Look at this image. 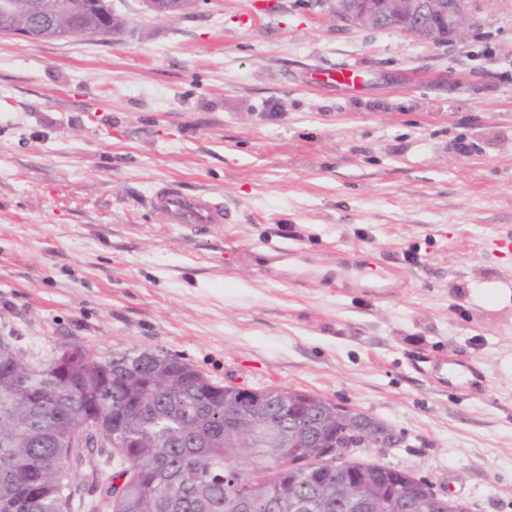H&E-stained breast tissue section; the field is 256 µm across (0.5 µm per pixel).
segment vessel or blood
<instances>
[{
    "label": "vessel or blood",
    "instance_id": "1",
    "mask_svg": "<svg viewBox=\"0 0 512 512\" xmlns=\"http://www.w3.org/2000/svg\"><path fill=\"white\" fill-rule=\"evenodd\" d=\"M153 209L166 214L169 223L181 226L187 236H194L199 228H218L229 223L231 212L224 202L210 193L187 194L173 185H165L153 191L149 198ZM410 367L433 383L447 385L448 364L445 359L425 363L423 354L409 358Z\"/></svg>",
    "mask_w": 512,
    "mask_h": 512
}]
</instances>
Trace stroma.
<instances>
[{
    "label": "stroma",
    "mask_w": 512,
    "mask_h": 512,
    "mask_svg": "<svg viewBox=\"0 0 512 512\" xmlns=\"http://www.w3.org/2000/svg\"><path fill=\"white\" fill-rule=\"evenodd\" d=\"M108 3L114 34L0 36V337L313 394L397 433L361 457L512 512V302L470 297L512 288V0L435 46L317 0ZM164 183L233 223L186 239L147 203ZM421 353L412 354L408 360L410 367L417 373L423 375L433 383L448 387V380L453 381L452 376H448V362L446 359L438 358L436 361L424 360ZM423 363H431L429 368H425Z\"/></svg>",
    "instance_id": "35a3bbf8"
}]
</instances>
